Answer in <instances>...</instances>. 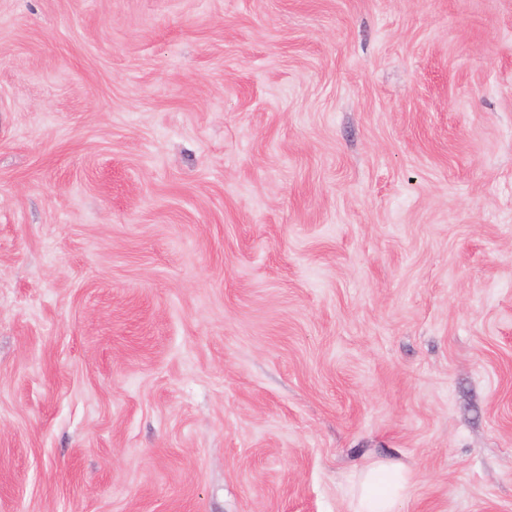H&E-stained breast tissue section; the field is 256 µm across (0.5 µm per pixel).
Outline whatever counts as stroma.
<instances>
[{"label": "stroma", "instance_id": "stroma-1", "mask_svg": "<svg viewBox=\"0 0 512 512\" xmlns=\"http://www.w3.org/2000/svg\"><path fill=\"white\" fill-rule=\"evenodd\" d=\"M512 512V0H0V512ZM400 465L374 462L362 474L356 512H397L396 495L404 488Z\"/></svg>", "mask_w": 512, "mask_h": 512}]
</instances>
